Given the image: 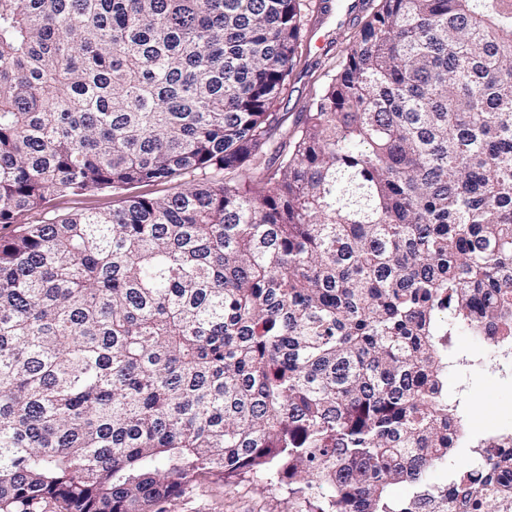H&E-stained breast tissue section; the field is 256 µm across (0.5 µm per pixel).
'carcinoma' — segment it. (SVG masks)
Listing matches in <instances>:
<instances>
[{
  "instance_id": "obj_1",
  "label": "carcinoma",
  "mask_w": 512,
  "mask_h": 512,
  "mask_svg": "<svg viewBox=\"0 0 512 512\" xmlns=\"http://www.w3.org/2000/svg\"><path fill=\"white\" fill-rule=\"evenodd\" d=\"M302 29L300 0H0V512L201 478L403 512L488 447L443 379L460 330L512 352V0H379L290 136ZM172 184H154L131 188L129 190H104L91 195L51 197L50 207L57 215H66L80 211H99L112 209L118 199L128 194H149L151 196H163L177 189Z\"/></svg>"
}]
</instances>
